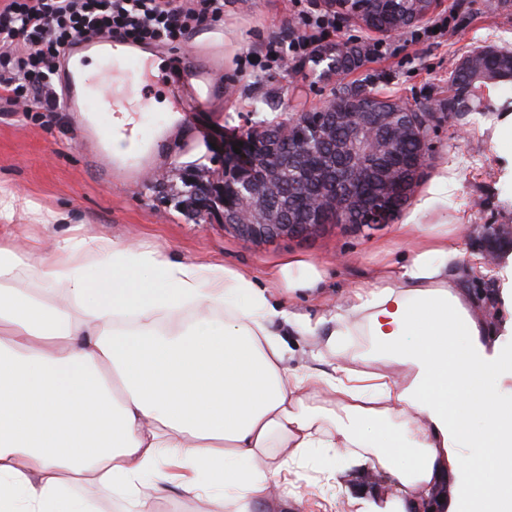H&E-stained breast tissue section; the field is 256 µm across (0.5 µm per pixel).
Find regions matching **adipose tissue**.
<instances>
[{"mask_svg": "<svg viewBox=\"0 0 512 512\" xmlns=\"http://www.w3.org/2000/svg\"><path fill=\"white\" fill-rule=\"evenodd\" d=\"M459 259L439 235L357 285L324 343L333 370L297 373L275 328L297 318L249 272L104 237L0 247V512H100L93 483L124 512L174 487L217 512H258L276 489L296 512L286 473L318 448L384 474L408 512L461 468L451 512H512V401L496 382L512 360L488 354ZM24 274L40 293L15 288ZM268 278L312 289L321 273L291 258ZM350 324L401 377L353 367L336 343Z\"/></svg>", "mask_w": 512, "mask_h": 512, "instance_id": "1", "label": "adipose tissue"}]
</instances>
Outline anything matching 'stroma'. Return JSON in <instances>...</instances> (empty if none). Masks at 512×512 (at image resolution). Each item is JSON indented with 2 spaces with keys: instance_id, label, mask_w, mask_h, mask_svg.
<instances>
[{
  "instance_id": "stroma-1",
  "label": "stroma",
  "mask_w": 512,
  "mask_h": 512,
  "mask_svg": "<svg viewBox=\"0 0 512 512\" xmlns=\"http://www.w3.org/2000/svg\"><path fill=\"white\" fill-rule=\"evenodd\" d=\"M451 17V26L435 31L433 24ZM299 28L289 0H224V20L203 32L189 33L179 49H149L153 66L147 74L128 73L126 84L139 97L144 78L153 87L140 119L156 130L163 144L147 174L132 180L104 181L86 159L93 142L87 125L75 112H0V189L42 210L63 216L60 224H43L38 215L16 210L14 241L50 249L58 238L105 236L135 248H161L175 261L224 264L264 279L266 272L291 257L323 266L318 297L288 295L271 287L274 301L286 303L296 315L319 319L343 302L352 287L375 280L411 254L422 232L401 238L396 224L446 226L461 253L460 275L476 320L497 331L501 354L512 356V334L502 332L506 313L496 294L501 260L512 255V114L464 113L434 126L428 136L427 165L414 195L422 197L440 169L454 179L447 200L431 213L408 204L395 223L364 228L332 227L308 239L251 243L219 224L213 214L202 216L177 209L172 196L192 168L223 171L224 159L205 134L210 128L241 133L273 118L321 106L338 89L356 82L381 95L412 106L448 95V77L461 59L478 46L512 49V2L502 0H441L430 20L397 34L367 33L342 20L336 40L384 44L383 56H367L357 70L341 76L320 75L310 62L281 70L266 57L273 42L288 41ZM200 55L214 59L213 85L202 111L173 120L172 101L159 89L177 79L181 69ZM498 259L484 266L488 251ZM288 366L294 371H331L334 360L319 353L316 339L289 330ZM288 477L305 499L304 512H360L348 488L358 486L379 496L392 495L393 485L371 470H340L327 477L317 458L294 464Z\"/></svg>"
}]
</instances>
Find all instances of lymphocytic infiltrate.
I'll return each mask as SVG.
<instances>
[{
  "label": "lymphocytic infiltrate",
  "mask_w": 512,
  "mask_h": 512,
  "mask_svg": "<svg viewBox=\"0 0 512 512\" xmlns=\"http://www.w3.org/2000/svg\"><path fill=\"white\" fill-rule=\"evenodd\" d=\"M224 0H0V105L56 112L66 49L115 36L142 46L178 47L191 31L223 21ZM288 45L269 44L276 61L308 58L335 34L333 13L302 14Z\"/></svg>",
  "instance_id": "1"
}]
</instances>
